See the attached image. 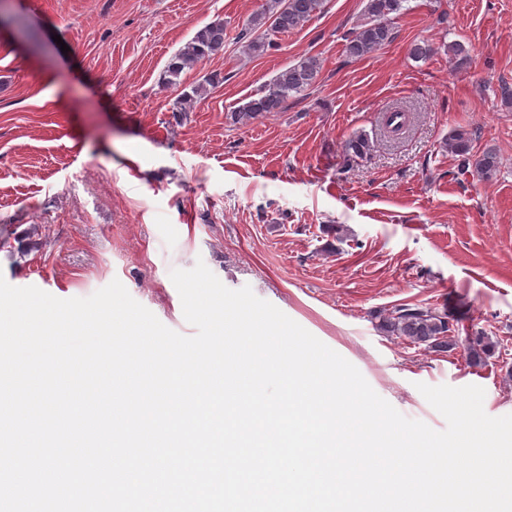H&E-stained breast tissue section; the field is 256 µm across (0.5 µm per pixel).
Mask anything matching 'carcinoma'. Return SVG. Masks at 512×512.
I'll list each match as a JSON object with an SVG mask.
<instances>
[{"label": "carcinoma", "mask_w": 512, "mask_h": 512, "mask_svg": "<svg viewBox=\"0 0 512 512\" xmlns=\"http://www.w3.org/2000/svg\"><path fill=\"white\" fill-rule=\"evenodd\" d=\"M325 0H266L236 36L244 52L261 55L274 47V37L302 28L313 17L320 14ZM407 0H366L363 18L350 32L346 53L352 59H361L381 49L394 39L390 25L392 16L404 10ZM224 20L216 19L198 29L192 38L169 59L164 70V79L170 85L179 84L181 74L206 58L224 49ZM320 64L309 56L299 63L279 72L268 89L235 108L230 113L234 123H243L259 116L282 111L288 99L311 87L318 76ZM221 82L212 75L185 92L174 104L173 111L188 112L194 99L207 92V87ZM446 145L463 158V164H472L477 175L489 180L496 176L501 162L497 151L488 149L472 159L471 133L464 129L454 130L446 139ZM373 143L365 133L349 137L344 150L351 158H363L372 151ZM377 328L388 336H397L413 344L423 345L434 351H446L455 346L452 336L453 324L448 314L432 306L422 304L398 305L386 312L377 313ZM495 345L482 331L469 338L466 353L469 361L480 364L494 352Z\"/></svg>", "instance_id": "cac0c4a2"}]
</instances>
